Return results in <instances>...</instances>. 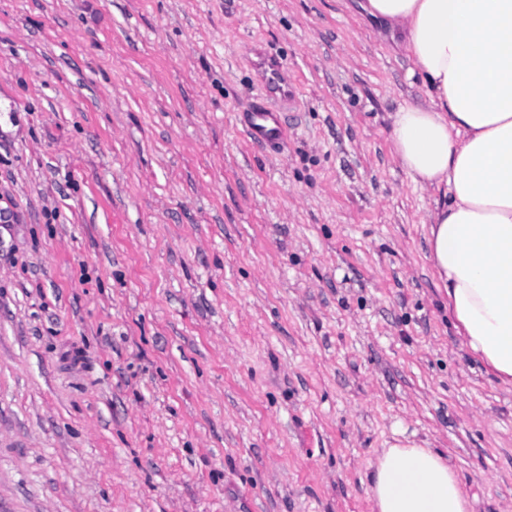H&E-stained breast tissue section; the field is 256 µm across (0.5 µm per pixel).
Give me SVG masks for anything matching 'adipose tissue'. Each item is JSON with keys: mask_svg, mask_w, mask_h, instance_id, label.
Wrapping results in <instances>:
<instances>
[{"mask_svg": "<svg viewBox=\"0 0 512 512\" xmlns=\"http://www.w3.org/2000/svg\"><path fill=\"white\" fill-rule=\"evenodd\" d=\"M399 29L428 106L395 112L392 149L443 191L428 260L467 352L512 386V0H368ZM371 512H473L449 458L410 440L367 463Z\"/></svg>", "mask_w": 512, "mask_h": 512, "instance_id": "obj_1", "label": "adipose tissue"}]
</instances>
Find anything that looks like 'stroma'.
<instances>
[{"mask_svg":"<svg viewBox=\"0 0 512 512\" xmlns=\"http://www.w3.org/2000/svg\"><path fill=\"white\" fill-rule=\"evenodd\" d=\"M361 2L0 0V512H370L400 435L512 512V386L392 154L428 99ZM262 73L263 80L273 93H278L281 98L288 100L294 98L297 88L292 82H288L286 77L288 69L279 58L266 57L263 61ZM247 132L256 143L272 144L283 137L284 125L276 112L259 106L248 120Z\"/></svg>","mask_w":512,"mask_h":512,"instance_id":"35a3bbf8","label":"stroma"}]
</instances>
